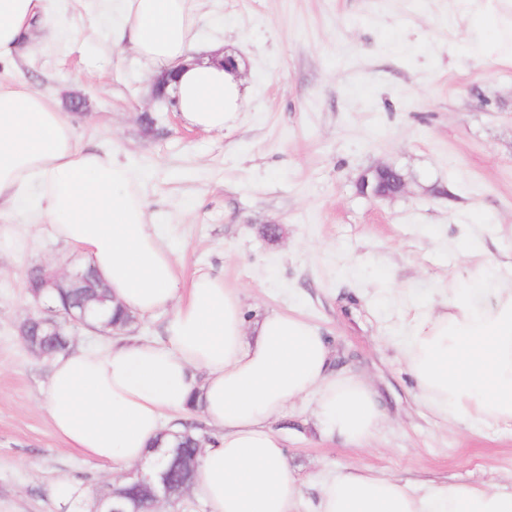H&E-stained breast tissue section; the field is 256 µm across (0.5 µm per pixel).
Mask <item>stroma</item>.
Here are the masks:
<instances>
[{"mask_svg":"<svg viewBox=\"0 0 512 512\" xmlns=\"http://www.w3.org/2000/svg\"><path fill=\"white\" fill-rule=\"evenodd\" d=\"M201 49L243 62L249 90L221 132L185 126L117 36L119 0H47L33 53L0 63L69 107L81 145L109 148L186 274L223 276L247 318L302 313L336 369L366 376L387 422L368 451L323 441L313 402L276 423L312 512L318 476L360 465L412 489L512 490V425L446 422L416 399L403 356L426 302L485 268L512 283V64L473 57L450 0H193ZM406 189L376 200L360 174ZM79 260L48 230L0 251V512H89L107 467L64 450L47 414L50 363L19 327L27 272Z\"/></svg>","mask_w":512,"mask_h":512,"instance_id":"stroma-1","label":"stroma"}]
</instances>
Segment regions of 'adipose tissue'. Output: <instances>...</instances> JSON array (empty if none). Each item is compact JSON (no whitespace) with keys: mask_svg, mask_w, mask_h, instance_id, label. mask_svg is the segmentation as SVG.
<instances>
[{"mask_svg":"<svg viewBox=\"0 0 512 512\" xmlns=\"http://www.w3.org/2000/svg\"><path fill=\"white\" fill-rule=\"evenodd\" d=\"M46 0H0V62L12 60L46 16ZM192 0H121V28L154 75L169 69L178 112L223 130L245 99L240 65L191 61ZM472 17L471 51L512 62V0H455ZM29 216L75 250L138 316L167 313L162 341L130 339L50 355L43 408L68 449L122 472L157 457L166 417L200 407L215 430L198 458L193 493L210 512H296L301 488L277 422L314 397L327 439L368 449L385 414L365 377L337 373L319 329L284 310L246 324L223 278H185L147 214L141 178L109 150L76 139L69 113L23 80L0 84V248L23 251L11 219ZM486 275L428 306L404 357L418 400L443 420L512 424V287L485 300ZM316 512H512V493L451 485L424 494L350 466L321 480Z\"/></svg>","mask_w":512,"mask_h":512,"instance_id":"adipose-tissue-1","label":"adipose tissue"}]
</instances>
